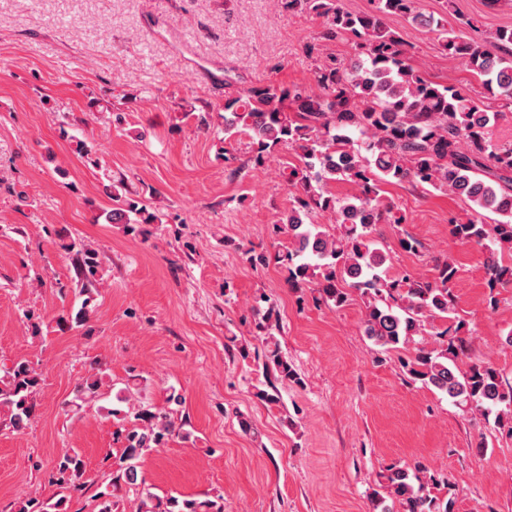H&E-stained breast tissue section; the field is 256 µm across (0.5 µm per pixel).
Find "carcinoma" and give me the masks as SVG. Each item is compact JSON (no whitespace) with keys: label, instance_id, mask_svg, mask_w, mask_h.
<instances>
[{"label":"carcinoma","instance_id":"carcinoma-1","mask_svg":"<svg viewBox=\"0 0 512 512\" xmlns=\"http://www.w3.org/2000/svg\"><path fill=\"white\" fill-rule=\"evenodd\" d=\"M283 7L312 13L322 19L318 44L305 45L315 57L312 86L281 89L273 84L249 86L224 101V141L245 130L255 145V163H265L278 148L291 149L300 167L291 169L289 184L296 189L288 214L276 225L288 243L274 260L288 271V284L299 288L316 281V301L346 304L349 293L342 286L360 291L364 298V335L382 353L403 349L418 336L435 337V345L415 348L402 368L414 383L430 385L458 405L488 416L512 432V386L490 364L462 368L469 356L466 322L440 329L437 320L455 312L453 284L457 268L452 260L437 259L433 278L409 273L384 275V250L375 247L376 227L383 221L399 226L404 217L393 214L394 206L380 196V184L410 182L463 199L467 217L451 225V234L462 243L487 248L485 269L488 286L495 289L512 283V266L499 254L512 252V141L496 143L490 133L500 113L482 108L470 94L426 77L411 62L408 45L385 24L388 15H401L416 27L439 32L441 47L450 58H462L484 91L512 105V28L496 30L491 39L468 38L447 29L448 2L442 15L427 14L417 0H371L366 13L342 8L340 0H280ZM354 39L357 55L347 59L327 53L324 46ZM347 181L355 192L339 199L326 186ZM115 207L106 216L112 224H148L156 216H144L139 202L116 194ZM334 213L336 232L313 222L314 213ZM501 217L484 222V212ZM70 255L83 291L93 287L98 261L96 252L81 242L63 245ZM90 299L76 313L60 317L57 327L71 330L89 319ZM256 336L265 344L262 374L266 388L256 397L272 406L281 402L275 381L297 385L302 379L282 354L273 330L275 310L269 305L253 307ZM41 376L25 361L4 370L0 376V413L16 432L25 429L34 416V395ZM102 372L93 367L77 387L76 398L89 403L100 396ZM130 385L118 389L114 399L127 405L108 409V414L133 416L126 430L124 447L112 472L110 497L124 487L137 488L139 463L149 452L174 438L192 437L186 423L176 422L174 409H157L131 403ZM79 452L69 449L56 462L55 496L47 501L29 498L19 512H70V491L82 475ZM384 497H375V512H453V498L431 493L440 481L427 470L392 467L383 475ZM136 512H224L222 496L166 499L139 489Z\"/></svg>","mask_w":512,"mask_h":512}]
</instances>
